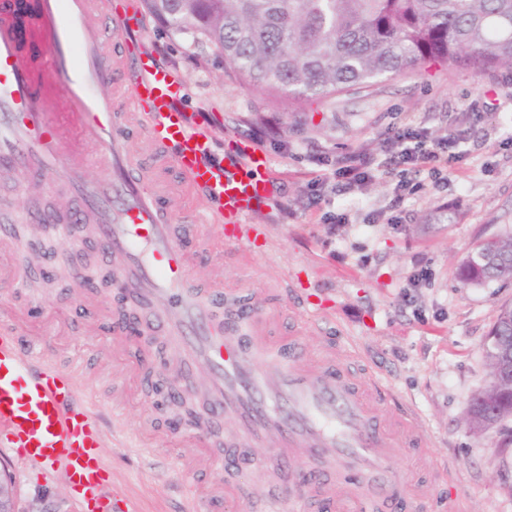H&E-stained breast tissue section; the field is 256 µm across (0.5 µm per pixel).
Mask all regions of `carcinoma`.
Wrapping results in <instances>:
<instances>
[{"label": "carcinoma", "mask_w": 512, "mask_h": 512, "mask_svg": "<svg viewBox=\"0 0 512 512\" xmlns=\"http://www.w3.org/2000/svg\"><path fill=\"white\" fill-rule=\"evenodd\" d=\"M178 34L224 51L241 79L295 111L428 63L476 73L512 69V0H144ZM460 280L512 281V230L477 243ZM493 330L512 336V303ZM481 434L500 427L512 444V382L487 385L465 415Z\"/></svg>", "instance_id": "obj_1"}]
</instances>
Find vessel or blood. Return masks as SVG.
Returning <instances> with one entry per match:
<instances>
[{"instance_id":"1","label":"vessel or blood","mask_w":512,"mask_h":512,"mask_svg":"<svg viewBox=\"0 0 512 512\" xmlns=\"http://www.w3.org/2000/svg\"><path fill=\"white\" fill-rule=\"evenodd\" d=\"M35 29L44 45L36 87L8 20L0 17V161L23 175L68 179L86 204L70 215V223L94 220L105 248L124 258L121 274L136 281L135 299L160 306L171 339L207 368L212 411L232 413L242 432L271 442L282 459L328 453L340 464L376 474L375 493L393 496L404 477L388 474L394 451L381 431L404 428L408 444L424 446L412 416L375 409L381 381L352 376L326 355L310 363L292 340L266 341L257 356L273 368L260 370L257 356L243 353V338L267 323L268 310L253 309L233 328L215 321L223 297L192 284L174 204L159 194L154 176L135 165L131 139L140 135L166 153L190 192L217 202L197 221L223 225L229 248L250 238L246 219L271 185L267 159L254 153L238 166L209 162L210 135L178 108L181 88L172 73L149 63L113 61V53L126 51L129 28L103 0H38ZM115 81L132 112L119 111L114 98L100 94L101 85ZM90 167L103 170L104 178L88 179ZM0 444L60 468L80 490L87 512H136L123 506L121 495L102 492L101 420L82 400L73 375L23 358L12 327L0 329Z\"/></svg>"}]
</instances>
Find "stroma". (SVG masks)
<instances>
[{
    "label": "stroma",
    "instance_id": "35a3bbf8",
    "mask_svg": "<svg viewBox=\"0 0 512 512\" xmlns=\"http://www.w3.org/2000/svg\"><path fill=\"white\" fill-rule=\"evenodd\" d=\"M106 6L138 23L135 52L182 84L179 107L210 131L211 160H235L247 144L270 164L274 191L249 218L252 243L231 250L223 228L187 226L192 280L274 310L283 334L299 338L309 359L329 345L337 361L382 377L392 415L415 409L414 427L427 444L391 461L415 486L385 501L382 512H417L415 489L427 502L455 494L459 512H512V447H499L495 430L473 434L464 420L489 382L484 346L499 306L512 301V282L476 287L457 277L462 255L512 225V71L426 66L291 114L236 79L218 48L172 33L142 0ZM407 122L429 144L457 137L441 178L421 167L343 184L337 172L350 157L374 166L398 152L391 130ZM32 204L64 212L81 206L63 177L22 180L0 166V225L16 233L0 240V265L22 274L19 284L0 285V310L40 339L43 354L97 406L106 488L124 490L140 512H185L215 484L226 492L221 512H320L327 494L353 486L362 512H372L365 474L325 458L283 466L268 445L233 438L228 417L214 419L204 441L193 427L171 426L136 341L117 332L124 314L154 336V351L172 358L178 387L202 390L207 371L182 357L150 310L119 304L114 288L81 287L80 267L65 266L59 250L86 254L107 279L121 265L91 233L70 231L57 237V251L32 253ZM149 427L156 430L150 444L137 446ZM184 457L191 468L181 465ZM0 470L14 481L18 512H83L60 472L8 448H0Z\"/></svg>",
    "mask_w": 512,
    "mask_h": 512
}]
</instances>
